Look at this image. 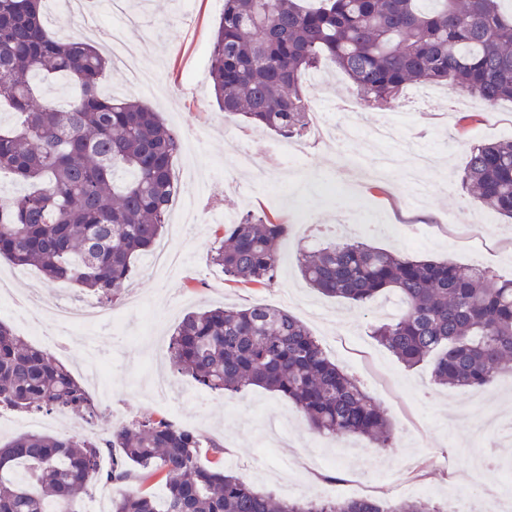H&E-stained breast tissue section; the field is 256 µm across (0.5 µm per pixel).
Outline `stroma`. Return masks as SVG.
Instances as JSON below:
<instances>
[{"label": "stroma", "instance_id": "1", "mask_svg": "<svg viewBox=\"0 0 512 512\" xmlns=\"http://www.w3.org/2000/svg\"><path fill=\"white\" fill-rule=\"evenodd\" d=\"M139 23L128 28L127 41L140 45L141 68L175 92L162 116L168 126L183 124L195 133L188 150L173 163L175 179L185 181L183 207L202 216L183 234L163 233L169 247L181 251L197 282L185 275L153 269L147 254L134 260L125 288L139 298L136 306L116 303L114 322L98 325V352L110 399L101 407L97 430L134 418L160 417L157 401L143 389L145 378L168 362L169 337L182 317L201 307H244L255 302L290 311L304 322L332 360L353 376L381 406L393 427L394 445L351 437L326 445L288 399L256 387L228 397L174 378L169 406L178 426L222 445L225 469L277 496L322 494L328 498L370 497L392 504L411 497V483L427 486V495L454 512L470 507L477 496L470 472L476 417L496 418L500 430L488 442L500 455L493 461L491 486L512 483V376L501 375L484 389L448 388L435 383L432 365L409 368L372 336L374 325L391 321L402 310L390 293L360 311L341 299L310 288L297 266L301 249L324 243L310 226L351 220L349 237L389 250L446 258L461 265L477 263L499 279L512 278V223L501 220L492 230L469 237L471 219L484 207L463 192L460 176L469 149L478 142L503 139L512 125V102L488 104L467 91L434 85L429 99H418V86L404 89L399 104L406 112L404 132L433 151L436 166L425 202L414 200L405 177L368 178L378 161L369 147L373 129L391 116L371 107L355 117L360 135L345 152L303 140L304 157L296 171L275 172V185L255 188L248 177L230 174L224 163L225 132L233 130L251 144L263 163L275 134L254 128L242 116L219 111L211 96L209 70L214 28L220 9L213 0H131ZM273 215L291 224L277 281L268 288H247L224 279L210 261L214 232L223 213ZM13 278L17 293L41 291L47 299L64 294L84 299L81 288L46 279L36 268L15 273L0 258V276Z\"/></svg>", "mask_w": 512, "mask_h": 512}]
</instances>
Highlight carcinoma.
Segmentation results:
<instances>
[{
	"label": "carcinoma",
	"mask_w": 512,
	"mask_h": 512,
	"mask_svg": "<svg viewBox=\"0 0 512 512\" xmlns=\"http://www.w3.org/2000/svg\"><path fill=\"white\" fill-rule=\"evenodd\" d=\"M502 0H224L210 79L216 103L280 137L307 133L304 76L322 60L344 72L366 106L388 109L414 84H451L493 103L512 100V11ZM43 0H0V171L26 192L0 201V257L34 266L51 281L76 284L93 300L120 298L137 255L161 237L176 193L179 135L139 100L110 98L100 83L112 60L78 39L52 36ZM66 78L74 99L40 103L34 77ZM464 188L512 219V138L473 146ZM290 225L243 214L217 230L212 263L231 281L276 282ZM298 269L319 293L367 308L384 293L404 310L373 331L398 360L433 359L434 380L488 386L512 370V279L477 264L414 258L361 242H330ZM172 373L227 395L256 386L292 401L319 434L366 436L392 445V426L375 400L326 354L308 327L261 303L186 314L169 341ZM64 412L91 422L87 390L46 350L0 321V408ZM217 448L164 418L132 420L109 438L24 433L0 446V512H72L105 478L165 482L162 501L142 490L109 512H442L426 498L390 506L375 499H280L253 489L224 464L203 466ZM107 448L112 468L100 459Z\"/></svg>",
	"instance_id": "1"
}]
</instances>
